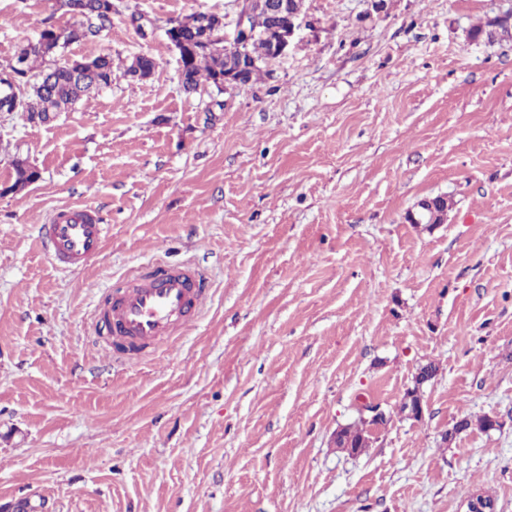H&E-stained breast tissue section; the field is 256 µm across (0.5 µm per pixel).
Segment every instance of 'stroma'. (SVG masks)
I'll return each mask as SVG.
<instances>
[{"mask_svg":"<svg viewBox=\"0 0 512 512\" xmlns=\"http://www.w3.org/2000/svg\"><path fill=\"white\" fill-rule=\"evenodd\" d=\"M241 10L112 0L64 53L111 54V86L46 123L0 112V512H512V38L469 36L512 0H304L258 79L185 93L168 20L215 13L229 38ZM46 18L71 22L0 0V64ZM141 54L153 74L127 76ZM18 154L40 177L15 192ZM435 195L447 222L409 223ZM65 208L110 227L90 267L37 243ZM153 258L211 295L122 364L86 324L98 287ZM370 404L385 425L341 452ZM484 415L498 427L444 441ZM371 439V430L365 424L361 426L348 425L336 433V444L353 454L360 453L367 448Z\"/></svg>","mask_w":512,"mask_h":512,"instance_id":"obj_1","label":"stroma"}]
</instances>
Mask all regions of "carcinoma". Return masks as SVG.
Listing matches in <instances>:
<instances>
[{"label":"carcinoma","mask_w":512,"mask_h":512,"mask_svg":"<svg viewBox=\"0 0 512 512\" xmlns=\"http://www.w3.org/2000/svg\"><path fill=\"white\" fill-rule=\"evenodd\" d=\"M65 12L71 15L73 25L69 28L70 39L95 37L112 22V4L107 0H62ZM167 25L177 26L173 41L180 47L178 55L183 63L181 83L188 93L197 91L207 83L217 86V78L224 75V57L227 45L220 38L224 34L221 17L211 15L208 28L214 30L215 39L203 46L198 41L203 26L198 14L193 13L183 19H170ZM491 40L495 37L511 38L512 28L500 18L487 21L471 30L470 37ZM247 53L260 60V68L252 72V77L261 74V66L268 63L270 46L265 41H256L247 48ZM23 69L11 70L13 80L27 88L23 95L20 111L31 122L45 123L54 114L65 112L78 102L97 94L112 84V55L102 54L85 62L80 68L67 61H61L54 54L32 50L22 59ZM155 69L154 59L149 55L136 57L127 67L126 74L145 78ZM14 184L31 183L38 179L39 171L25 159L13 162ZM372 433L366 425H348L336 433V444L350 453L362 452L369 446Z\"/></svg>","instance_id":"obj_1"}]
</instances>
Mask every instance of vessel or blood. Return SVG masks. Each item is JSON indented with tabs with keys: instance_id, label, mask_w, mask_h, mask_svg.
I'll return each mask as SVG.
<instances>
[{
	"instance_id": "vessel-or-blood-1",
	"label": "vessel or blood",
	"mask_w": 512,
	"mask_h": 512,
	"mask_svg": "<svg viewBox=\"0 0 512 512\" xmlns=\"http://www.w3.org/2000/svg\"><path fill=\"white\" fill-rule=\"evenodd\" d=\"M38 235L43 250L67 270L96 260L104 248L108 227L91 212L60 210L40 225ZM104 294V304L92 326L108 334L113 357L130 362L192 325L203 311L210 290L191 263L171 266L155 259L116 288L105 289Z\"/></svg>"
}]
</instances>
